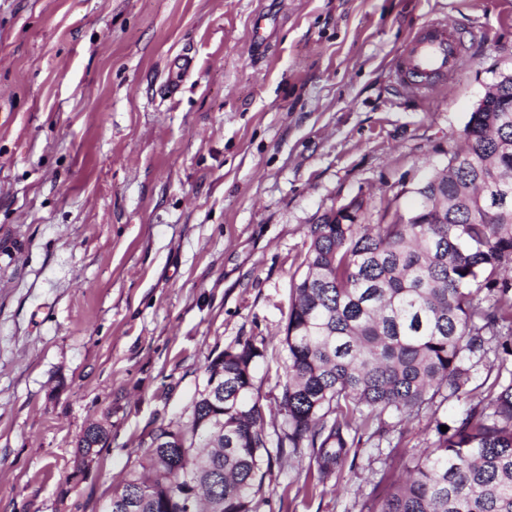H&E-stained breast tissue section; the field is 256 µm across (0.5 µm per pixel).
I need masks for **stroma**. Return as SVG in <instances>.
Segmentation results:
<instances>
[{
  "instance_id": "obj_1",
  "label": "stroma",
  "mask_w": 512,
  "mask_h": 512,
  "mask_svg": "<svg viewBox=\"0 0 512 512\" xmlns=\"http://www.w3.org/2000/svg\"><path fill=\"white\" fill-rule=\"evenodd\" d=\"M434 19L464 51L422 97L391 66ZM510 69L512 0H0V512H98L248 340L276 438L311 225L414 210ZM479 397L385 417L324 480L274 458L256 512H367ZM110 432L103 427L101 422L91 423L88 425L78 440L79 456L86 457L90 453L94 457L108 445Z\"/></svg>"
}]
</instances>
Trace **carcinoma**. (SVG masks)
Wrapping results in <instances>:
<instances>
[{
  "instance_id": "obj_1",
  "label": "carcinoma",
  "mask_w": 512,
  "mask_h": 512,
  "mask_svg": "<svg viewBox=\"0 0 512 512\" xmlns=\"http://www.w3.org/2000/svg\"><path fill=\"white\" fill-rule=\"evenodd\" d=\"M462 147L416 189L420 205L379 224L311 226L283 342L278 454L311 451L326 477L373 421L409 419L440 397L470 393L489 354L497 374L479 401L390 486L374 512H512V71L487 87ZM439 194L441 224L411 216ZM247 341L211 358L184 424H161L112 489V512H256L272 454ZM110 432L88 425L79 456Z\"/></svg>"
}]
</instances>
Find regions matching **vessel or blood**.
<instances>
[{"mask_svg": "<svg viewBox=\"0 0 512 512\" xmlns=\"http://www.w3.org/2000/svg\"><path fill=\"white\" fill-rule=\"evenodd\" d=\"M462 48L459 33L448 21L427 24L413 36L399 56L396 78L404 89L425 94L435 82L455 69Z\"/></svg>", "mask_w": 512, "mask_h": 512, "instance_id": "b4317fda", "label": "vessel or blood"}]
</instances>
